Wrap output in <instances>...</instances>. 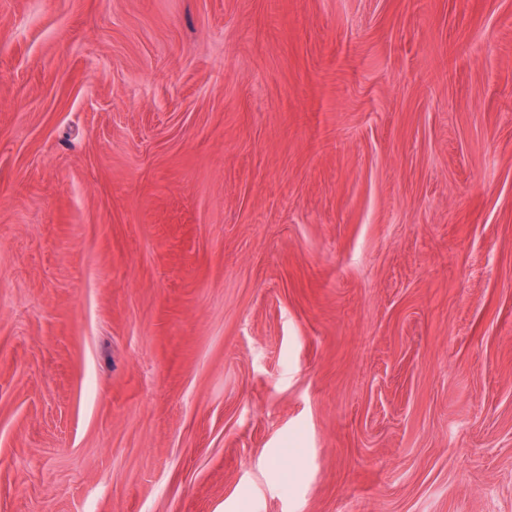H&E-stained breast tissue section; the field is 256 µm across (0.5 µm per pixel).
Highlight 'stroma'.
<instances>
[{
    "mask_svg": "<svg viewBox=\"0 0 512 512\" xmlns=\"http://www.w3.org/2000/svg\"><path fill=\"white\" fill-rule=\"evenodd\" d=\"M0 512H512V0H0Z\"/></svg>",
    "mask_w": 512,
    "mask_h": 512,
    "instance_id": "obj_1",
    "label": "stroma"
}]
</instances>
